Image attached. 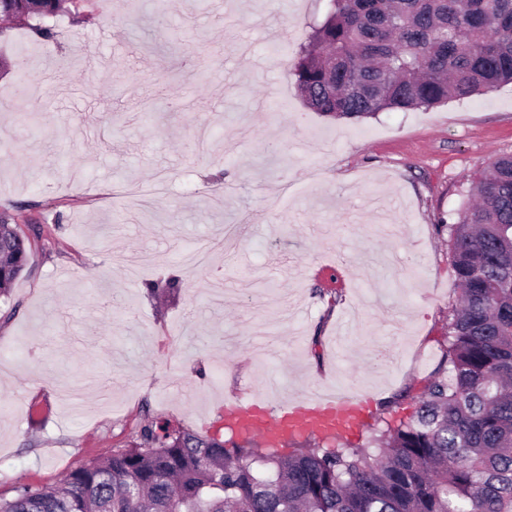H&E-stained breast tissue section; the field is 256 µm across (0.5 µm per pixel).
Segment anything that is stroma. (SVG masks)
<instances>
[{"label": "stroma", "instance_id": "1", "mask_svg": "<svg viewBox=\"0 0 512 512\" xmlns=\"http://www.w3.org/2000/svg\"><path fill=\"white\" fill-rule=\"evenodd\" d=\"M324 8L68 0L50 40L0 30V212L31 252L0 298V498L127 447L147 416L212 432L272 382L357 388L348 446L424 389L458 293L436 227L512 154V84L312 112L287 65Z\"/></svg>", "mask_w": 512, "mask_h": 512}]
</instances>
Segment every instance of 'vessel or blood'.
<instances>
[{"label": "vessel or blood", "mask_w": 512, "mask_h": 512, "mask_svg": "<svg viewBox=\"0 0 512 512\" xmlns=\"http://www.w3.org/2000/svg\"><path fill=\"white\" fill-rule=\"evenodd\" d=\"M363 408L355 393L337 392L317 394L302 401L287 399L272 410L244 398L226 406L224 416L249 435L270 443L285 435L353 431L360 424Z\"/></svg>", "instance_id": "b4317fda"}]
</instances>
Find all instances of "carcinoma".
Here are the masks:
<instances>
[{"instance_id": "carcinoma-1", "label": "carcinoma", "mask_w": 512, "mask_h": 512, "mask_svg": "<svg viewBox=\"0 0 512 512\" xmlns=\"http://www.w3.org/2000/svg\"><path fill=\"white\" fill-rule=\"evenodd\" d=\"M63 0H0L49 38ZM309 108L337 118L428 109L512 84V0H328L289 68ZM458 297L413 410L369 445L226 442L145 418L136 440L22 485L0 512H512V155L475 174L443 224ZM30 262L0 217V295Z\"/></svg>"}]
</instances>
